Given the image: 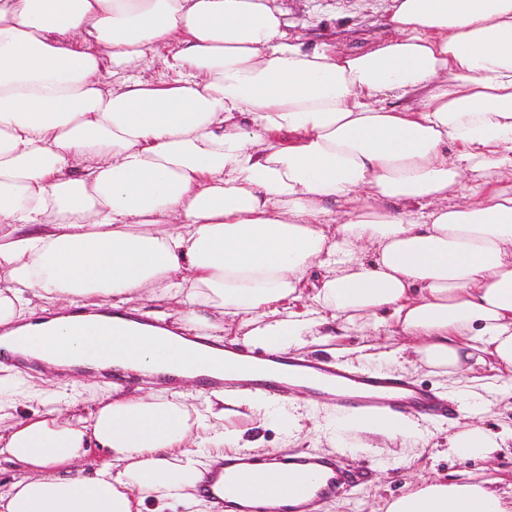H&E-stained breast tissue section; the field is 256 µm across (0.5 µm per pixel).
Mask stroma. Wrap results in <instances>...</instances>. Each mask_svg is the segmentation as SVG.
<instances>
[{"mask_svg":"<svg viewBox=\"0 0 512 512\" xmlns=\"http://www.w3.org/2000/svg\"><path fill=\"white\" fill-rule=\"evenodd\" d=\"M295 27L294 32L308 41L327 40L341 46L360 49L385 36L384 17L388 0H284ZM401 336L375 332L371 327L358 324L348 327L344 336L334 344L308 342L299 348L306 358L332 360L353 368H366L369 358L382 360L384 370L397 373L401 378L448 395L444 377L426 367H417L398 356L404 344ZM33 384L48 392L75 396L69 412L86 417L95 407L94 397L100 390L118 383L127 388L142 385L140 375L113 373L111 378L90 376L80 372L53 374L36 371H0V391L9 392ZM284 406L267 404L262 418H235L237 427L244 429V438L266 454L284 447L299 453L321 454L331 449L327 436L313 433L311 409H303L300 418L305 431L297 440H289L283 424ZM442 433L426 447L417 448L409 461H402L400 446L388 442L377 448H365L361 436H349L343 448L334 450V456L351 469L363 472L364 478L351 493L336 498L325 512H383L386 500L398 497L422 479L437 476L458 482L471 478L492 479L498 492L512 498V447L497 449L486 458L462 460L448 451L447 435L453 432L451 420L438 423Z\"/></svg>","mask_w":512,"mask_h":512,"instance_id":"35a3bbf8","label":"stroma"}]
</instances>
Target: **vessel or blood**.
<instances>
[{
  "label": "vessel or blood",
  "instance_id": "b4317fda",
  "mask_svg": "<svg viewBox=\"0 0 512 512\" xmlns=\"http://www.w3.org/2000/svg\"><path fill=\"white\" fill-rule=\"evenodd\" d=\"M223 349L225 372L247 365L251 379L246 388L264 399L297 389L307 391L311 401L374 417L390 412L430 417L454 412L434 392L384 372L355 370L294 353L256 355L232 342L224 343ZM258 473L278 483L279 492L272 495L251 489ZM359 480L358 473L320 455L280 451L257 457L237 452L226 454L214 466L199 492L213 512H322L327 502L353 490Z\"/></svg>",
  "mask_w": 512,
  "mask_h": 512
}]
</instances>
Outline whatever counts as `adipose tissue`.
Returning a JSON list of instances; mask_svg holds the SVG:
<instances>
[{"mask_svg": "<svg viewBox=\"0 0 512 512\" xmlns=\"http://www.w3.org/2000/svg\"><path fill=\"white\" fill-rule=\"evenodd\" d=\"M385 25L351 52L290 35L279 0H0V328L52 370L178 363L191 381L206 363L188 337L288 352L366 317L419 337L412 363L496 368L461 414L512 397V0H392ZM161 51L164 77L145 78ZM261 405L117 386L86 419L0 403V457L24 472L0 512H205L199 486L237 445L225 418ZM335 429L430 437L406 416ZM510 438L466 424L450 449ZM92 447L110 459L89 471ZM385 512L512 499L425 479Z\"/></svg>", "mask_w": 512, "mask_h": 512, "instance_id": "adipose-tissue-1", "label": "adipose tissue"}]
</instances>
